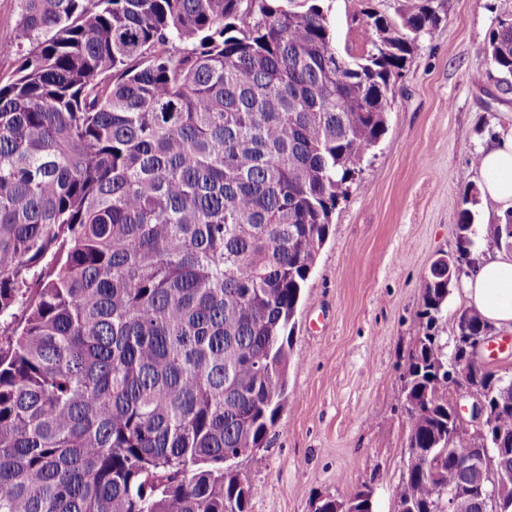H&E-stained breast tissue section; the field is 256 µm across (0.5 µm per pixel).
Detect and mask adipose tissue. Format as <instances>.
<instances>
[{"instance_id": "ef3b65f1", "label": "adipose tissue", "mask_w": 512, "mask_h": 512, "mask_svg": "<svg viewBox=\"0 0 512 512\" xmlns=\"http://www.w3.org/2000/svg\"><path fill=\"white\" fill-rule=\"evenodd\" d=\"M478 158L481 193L496 204L498 215H505L512 210V131L492 138ZM464 285L471 308L494 328L512 331V256L499 254L476 262Z\"/></svg>"}]
</instances>
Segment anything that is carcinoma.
I'll return each instance as SVG.
<instances>
[{
	"mask_svg": "<svg viewBox=\"0 0 512 512\" xmlns=\"http://www.w3.org/2000/svg\"><path fill=\"white\" fill-rule=\"evenodd\" d=\"M30 49L0 78V512H249L231 462L263 447L287 393L303 289L347 183L436 0L365 12L337 51L320 0H20ZM488 53L512 93V22ZM512 246V213L457 252ZM424 279L402 376L403 512L475 481L439 371L512 440V379L439 334L451 285ZM464 329L489 323L464 308ZM373 512V489L349 498Z\"/></svg>",
	"mask_w": 512,
	"mask_h": 512,
	"instance_id": "1",
	"label": "carcinoma"
}]
</instances>
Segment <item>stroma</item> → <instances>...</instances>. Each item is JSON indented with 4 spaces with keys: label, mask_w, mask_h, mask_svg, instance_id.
<instances>
[{
    "label": "stroma",
    "mask_w": 512,
    "mask_h": 512,
    "mask_svg": "<svg viewBox=\"0 0 512 512\" xmlns=\"http://www.w3.org/2000/svg\"><path fill=\"white\" fill-rule=\"evenodd\" d=\"M400 0H323L340 52L372 48L366 9L395 16ZM441 21L415 42L395 81L387 130L332 216L297 310L288 397L262 448L235 460L255 488L250 512H312L318 496L374 490V512H397L407 469L401 374L422 332L417 316L433 261L456 249L469 210L486 234L493 202L474 162L512 129V98L492 100L486 53L512 0H442Z\"/></svg>",
    "instance_id": "35a3bbf8"
}]
</instances>
